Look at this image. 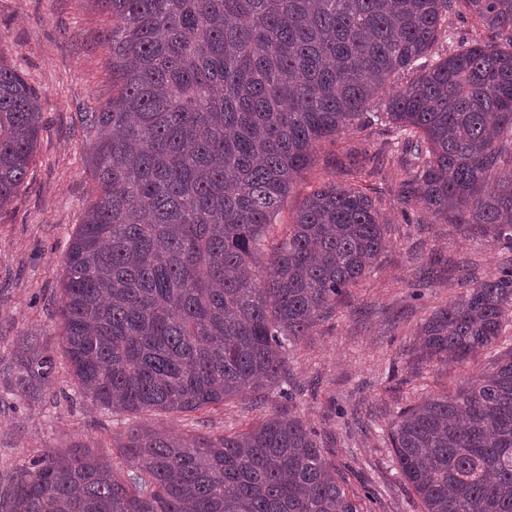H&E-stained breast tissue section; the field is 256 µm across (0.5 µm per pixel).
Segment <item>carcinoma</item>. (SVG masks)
<instances>
[{"mask_svg": "<svg viewBox=\"0 0 512 512\" xmlns=\"http://www.w3.org/2000/svg\"><path fill=\"white\" fill-rule=\"evenodd\" d=\"M112 14V96L84 113L93 199L60 293L82 394L112 414L288 397L287 349L334 312L388 244L366 193L325 183L270 228L317 145L357 129L462 9L499 40L462 45L384 103L401 201L512 251V0H94ZM38 91L0 51V210L23 187ZM512 317V266L417 331L463 362ZM54 356L23 343L7 382L35 400ZM425 512H512V355L459 392L408 406L389 435ZM115 466L81 445L11 469L0 512H360L317 431L281 408L244 432L131 426Z\"/></svg>", "mask_w": 512, "mask_h": 512, "instance_id": "1", "label": "carcinoma"}]
</instances>
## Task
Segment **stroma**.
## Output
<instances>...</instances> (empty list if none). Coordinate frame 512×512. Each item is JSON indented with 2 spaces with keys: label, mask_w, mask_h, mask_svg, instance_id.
Returning a JSON list of instances; mask_svg holds the SVG:
<instances>
[{
  "label": "stroma",
  "mask_w": 512,
  "mask_h": 512,
  "mask_svg": "<svg viewBox=\"0 0 512 512\" xmlns=\"http://www.w3.org/2000/svg\"><path fill=\"white\" fill-rule=\"evenodd\" d=\"M111 28V15L92 0H0V51L39 92L43 115L25 187L0 210V372H7L22 335L53 350L57 362L52 387L35 403L22 406L0 395L1 472L72 443L111 457L109 438H122L139 422L188 437L238 433L265 415L239 398L211 411L115 417L84 396L69 371L59 335L63 259L94 194L81 115L112 94L104 42ZM495 38L456 10L434 52L443 57L459 43ZM397 138L392 124L374 120L323 142L276 217L277 224L290 223L310 188L336 182L365 191L387 220L389 245L370 272L337 298L329 319L288 350L297 387L288 411L320 433L326 460L364 512H424L391 448V422L421 397L455 392L512 355L511 324L493 347L464 364L420 355L419 326L463 290L458 266L486 278L511 262L512 253L405 206L398 196L406 166Z\"/></svg>",
  "instance_id": "stroma-1"
}]
</instances>
